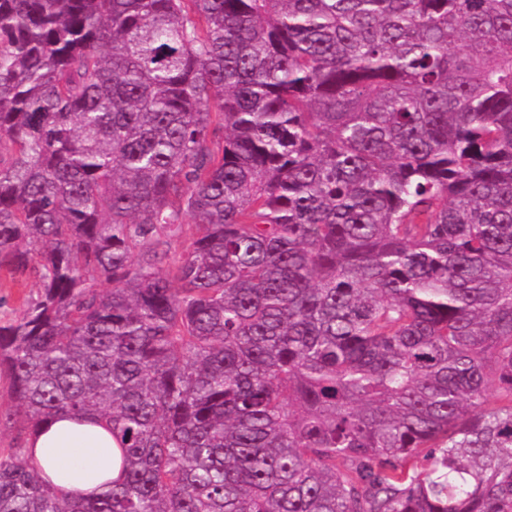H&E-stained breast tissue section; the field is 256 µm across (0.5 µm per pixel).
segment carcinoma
<instances>
[{
	"label": "carcinoma",
	"mask_w": 512,
	"mask_h": 512,
	"mask_svg": "<svg viewBox=\"0 0 512 512\" xmlns=\"http://www.w3.org/2000/svg\"><path fill=\"white\" fill-rule=\"evenodd\" d=\"M0 269V512H512V0H0ZM38 291L36 280L28 273L15 278L0 273V320L15 316L22 303L35 298ZM28 447L60 498L87 496L118 475L117 445L94 420L50 419L30 438Z\"/></svg>",
	"instance_id": "obj_1"
}]
</instances>
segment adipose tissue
Returning a JSON list of instances; mask_svg holds the SVG:
<instances>
[{
  "label": "adipose tissue",
  "instance_id": "obj_1",
  "mask_svg": "<svg viewBox=\"0 0 512 512\" xmlns=\"http://www.w3.org/2000/svg\"><path fill=\"white\" fill-rule=\"evenodd\" d=\"M28 446L64 499L89 495L118 474L113 460L117 445L92 420L50 419L34 433Z\"/></svg>",
  "mask_w": 512,
  "mask_h": 512
}]
</instances>
